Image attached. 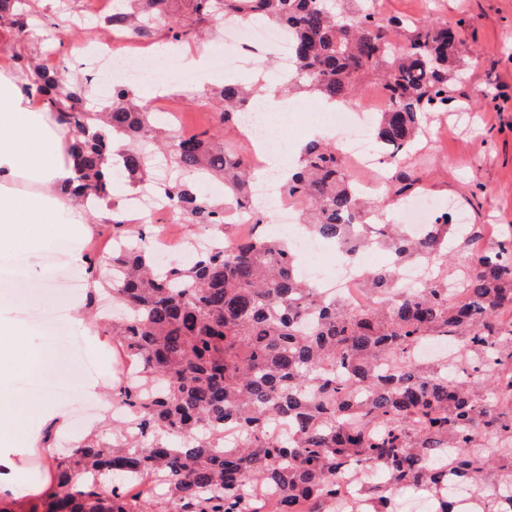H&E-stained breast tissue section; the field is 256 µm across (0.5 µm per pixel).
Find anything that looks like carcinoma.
I'll return each mask as SVG.
<instances>
[{"instance_id":"carcinoma-1","label":"carcinoma","mask_w":512,"mask_h":512,"mask_svg":"<svg viewBox=\"0 0 512 512\" xmlns=\"http://www.w3.org/2000/svg\"><path fill=\"white\" fill-rule=\"evenodd\" d=\"M347 0H112L104 24L149 38L164 31L190 43L217 30L224 16L246 15L292 31L297 75L288 84L334 104L355 93L359 76L375 73L390 98L374 133L383 155L387 196L417 195L418 179L399 163L429 113L451 101L459 33L448 26L373 18ZM46 22L29 0H0V26L24 34ZM26 91L49 102L73 137L77 186L84 199L112 192V168L138 186L154 185L187 226L228 223L254 202L252 163L204 131L165 132L127 85L90 105L92 76L61 77L12 48ZM219 125L238 123L254 95L237 84L211 93ZM126 141L111 154L109 136ZM224 179V206L199 177ZM281 194L306 202L307 233L349 243L354 252L385 248L392 264L366 272L370 304L345 307L323 298L304 279L292 246L264 232L217 242L181 265L158 270L153 234L124 232L112 221L107 267L123 306L112 335L140 377L118 388L130 421L113 431L124 442L83 439L57 458V491L29 512H330L338 478L356 466L369 512H397L396 497L422 491L433 512H455L448 482L476 490L482 512H495L483 493L490 471L512 494V234L492 249L451 262L448 214L417 241L390 223L379 199L357 190L340 149L311 141ZM420 261L426 287L397 291L400 265ZM463 277L458 302L448 279ZM458 345L455 364L420 362L428 340ZM288 424L283 439L267 436L270 419ZM228 423L240 441L227 446ZM109 494L99 493V476ZM261 482L268 495H251Z\"/></svg>"}]
</instances>
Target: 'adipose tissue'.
Listing matches in <instances>:
<instances>
[{"mask_svg": "<svg viewBox=\"0 0 512 512\" xmlns=\"http://www.w3.org/2000/svg\"><path fill=\"white\" fill-rule=\"evenodd\" d=\"M21 84L12 73H0V254H33L45 236H84L116 216L111 200L82 203L75 197L71 139L49 107H33ZM37 224L45 235L34 232ZM19 412L17 403L0 398V507L11 512H20L23 501L57 485L51 461L38 485H16L14 474L24 463L16 442Z\"/></svg>", "mask_w": 512, "mask_h": 512, "instance_id": "adipose-tissue-1", "label": "adipose tissue"}]
</instances>
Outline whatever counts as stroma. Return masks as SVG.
Listing matches in <instances>:
<instances>
[{
	"instance_id": "stroma-1",
	"label": "stroma",
	"mask_w": 512,
	"mask_h": 512,
	"mask_svg": "<svg viewBox=\"0 0 512 512\" xmlns=\"http://www.w3.org/2000/svg\"><path fill=\"white\" fill-rule=\"evenodd\" d=\"M383 14L407 17L416 22L435 21L460 26L458 63L468 77L452 90L453 99L445 116V128L433 149L419 150L414 165L428 195L435 201H454L467 212L471 223L489 226L501 233L512 224V0H377ZM37 10L48 21L44 28L18 36L13 29L0 27V49L25 42L32 50H42L46 42H58L61 31L71 30V16L81 15L83 0H71V15L58 14L54 0H34ZM212 73L211 86L227 81L242 83L261 79L285 100L288 110L280 114L279 126L288 130L282 147L307 139L316 130L315 112L323 105L317 96L281 87L277 73V55L263 54L255 59L224 67L221 33H213L205 42ZM186 45L175 52L152 56L150 62L160 69H171L166 79L173 85L169 104L182 114L188 132L214 133L217 143H242L234 127H218L206 91L197 87V76L188 66ZM56 239H46L41 250L23 256L25 277L17 281L8 272L18 259H0V307L28 328L33 342L44 352L46 364L33 363L18 355L0 360V389L18 396L22 403L41 397L29 387L36 376L51 378L57 391L55 407L69 426L60 432L61 440L80 441L72 422L83 428L98 426L105 413L100 401L91 398L83 385L88 381L111 383L120 378V358L112 349L94 344L77 326L51 334L25 312L14 298L22 292L28 300L43 307L54 306L59 299L75 303V296H64L62 288L51 284L46 261L56 246Z\"/></svg>"
}]
</instances>
